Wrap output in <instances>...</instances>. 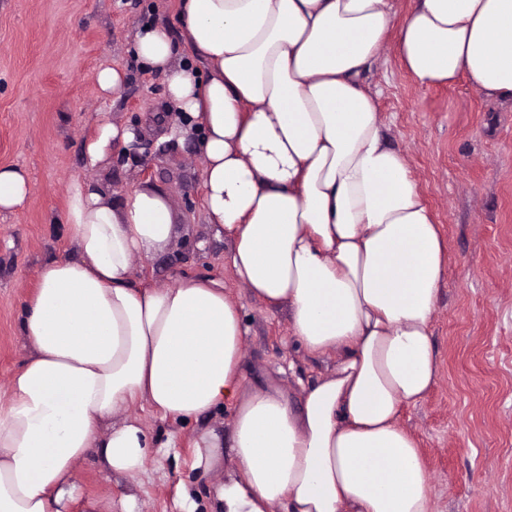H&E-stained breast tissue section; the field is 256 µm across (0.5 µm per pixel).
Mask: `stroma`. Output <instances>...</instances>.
Masks as SVG:
<instances>
[{
  "instance_id": "stroma-1",
  "label": "stroma",
  "mask_w": 512,
  "mask_h": 512,
  "mask_svg": "<svg viewBox=\"0 0 512 512\" xmlns=\"http://www.w3.org/2000/svg\"><path fill=\"white\" fill-rule=\"evenodd\" d=\"M179 0H0V165L23 168L24 205L0 213V386L25 360L19 314L49 258L70 249L63 214L74 178L103 179L114 198L138 187L169 195L176 239L137 261V281L171 285L183 275L220 280L246 329L247 389L277 380L309 383L332 356L309 354L288 313L251 297L224 260L226 238L204 215L202 166L190 142L153 124L166 109L164 78L132 52L135 28L177 27ZM395 36L364 74L378 90L388 144L406 159L441 228L449 263L431 332L439 379L402 412L431 476L432 512H512V101L476 94L466 78L425 87L403 67ZM102 66L126 75L110 97ZM122 122L139 134L137 154L113 146L90 165L86 145L98 124ZM150 436H179L176 455L149 454L144 475L106 477L95 459L78 468L85 496L135 495L139 512H168L178 486L210 512L219 477L191 468L197 422L174 424L142 412Z\"/></svg>"
}]
</instances>
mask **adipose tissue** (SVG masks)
I'll use <instances>...</instances> for the list:
<instances>
[{"label":"adipose tissue","mask_w":512,"mask_h":512,"mask_svg":"<svg viewBox=\"0 0 512 512\" xmlns=\"http://www.w3.org/2000/svg\"><path fill=\"white\" fill-rule=\"evenodd\" d=\"M392 21L391 0H180L178 30L136 28L133 51L164 77L235 277L336 366L298 395L274 381L247 390L223 284L137 282L136 259L174 241L168 194L116 201L103 180L74 179L73 251L39 269L20 320L27 358L0 397V512H134L128 497L84 500L78 466L94 456L143 473L153 442L135 407L181 423L227 405L230 436L200 428L191 458L225 472L224 512H431L400 413L438 380L431 324L448 255L363 84ZM396 50L421 85L462 74L512 100V0H414Z\"/></svg>","instance_id":"1"}]
</instances>
